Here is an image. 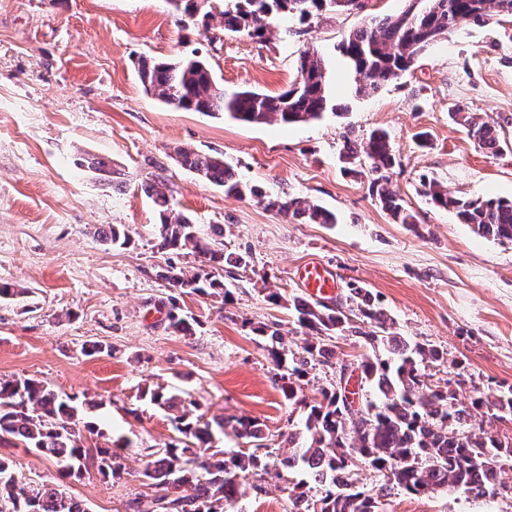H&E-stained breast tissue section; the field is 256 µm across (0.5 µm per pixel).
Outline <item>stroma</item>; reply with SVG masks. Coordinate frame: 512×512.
I'll use <instances>...</instances> for the list:
<instances>
[{
    "mask_svg": "<svg viewBox=\"0 0 512 512\" xmlns=\"http://www.w3.org/2000/svg\"><path fill=\"white\" fill-rule=\"evenodd\" d=\"M300 22L279 18L268 39L180 22L165 0H0V378L47 383L100 430L97 445L123 442L124 471L103 477L89 466L61 477L55 462L0 446V458L35 484H57L89 512H125L151 500L140 472L174 438L166 412L144 387L178 389L207 418L259 420L278 446L301 430L304 411L288 402L251 324L275 326L302 346L287 301L308 297L298 266L317 261L338 282L324 295L345 303L348 285L365 288L400 335L447 352L426 381L461 401L512 387V243L476 235L434 206L423 178L454 196L512 198V21L490 17L430 45L399 79L371 95L353 91L338 46L372 17L396 15L407 0H364ZM321 55L342 116L283 125L249 124L172 109L145 92L139 58L197 55L225 90L268 94L288 87L301 52ZM497 121L509 149L479 147L451 110ZM375 129L391 135L390 181L419 226L394 222L366 176L347 173L345 139ZM221 153L243 182L316 203L337 224H304L251 198L225 196L183 169L175 149ZM109 160L111 180L80 169V155ZM159 182L205 233L223 229L226 249L247 266L216 270L232 299L168 288L158 276L200 261L160 249L156 207L144 190ZM125 226L130 241L106 244L99 230ZM278 292L281 302L268 299ZM193 315L194 335L173 333L169 312ZM101 345L89 353L90 344ZM332 362L311 370L301 397L338 383L340 364L368 349L336 338ZM388 512H512L511 497L474 499L438 491L393 490Z\"/></svg>",
    "mask_w": 512,
    "mask_h": 512,
    "instance_id": "1",
    "label": "stroma"
}]
</instances>
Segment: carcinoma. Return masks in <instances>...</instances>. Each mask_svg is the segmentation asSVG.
I'll return each instance as SVG.
<instances>
[{"label":"carcinoma","mask_w":512,"mask_h":512,"mask_svg":"<svg viewBox=\"0 0 512 512\" xmlns=\"http://www.w3.org/2000/svg\"><path fill=\"white\" fill-rule=\"evenodd\" d=\"M356 0H231L219 12L195 14L193 0H166L171 9L209 26L220 18L224 32L245 31L265 39L274 20L296 15L304 21L326 10L354 5ZM496 15L512 19V0H415L397 15L375 16L370 25L356 29L341 42L339 51L354 74L356 93L369 94L398 79L429 45L468 24H481ZM137 74L144 90L176 110L228 114L235 120L261 124L278 121L295 124L319 120L331 104L329 76L323 57L304 51L297 76L288 88L266 94L249 88L227 93L218 86L205 62L195 56L172 62L142 57ZM468 135L480 147L501 151L497 123L476 116H460ZM349 159L364 158L373 174L370 189L383 208L399 224L419 231L415 216L389 186L388 170L395 165L390 135L375 130L355 144L345 140ZM180 166L197 177L224 188L235 198L250 196L267 209L276 210L306 224H334L336 214L298 198H282L241 182L224 158L188 147L175 150ZM79 165L91 173L112 174V166L93 154L80 157ZM431 202L451 210L462 224L484 238L512 243V199L455 197L435 180L423 178ZM159 218L160 247L201 259V267L187 274L172 264L159 272L168 287L185 292L218 296L224 302L232 291L209 273L214 267L247 265L246 256L227 252L224 244L204 236L190 218L171 202L168 194L147 186ZM348 309L322 301L292 302L299 334L305 336L301 351L288 347L279 330L259 324L253 332L267 336L268 358L279 370L285 399H297L299 382L319 363L335 355L332 339L357 336L371 353L357 364L361 381L376 394V401L356 410L351 392L338 383L321 390V398L303 402L307 415L301 432L288 434V452L266 444L260 422L249 417L236 420V436L247 448L227 451L219 446L224 421L205 419L198 405L176 392L146 388L142 397L168 412L178 434L172 442L152 453L142 477L155 489L150 508L141 509L136 499L126 512H235L251 480L284 476L301 470L308 480L286 485L290 512H386L389 490L398 488L418 496L440 490L475 498L512 494V485L499 481L503 462L512 463V443L487 433L483 427L466 434L448 425L470 426L477 418L496 411L512 415V388L499 395H478L463 403L449 388L432 387L425 370L447 362V353L426 344H410L392 331L390 318L375 305L368 292L351 286ZM197 321L189 315H169L173 332L188 336ZM79 408L46 384L34 380L0 379V445L36 450L56 461L64 477H78L88 463L97 460L99 472L118 477L125 445L96 448L84 445L85 434L97 428L79 427ZM361 465L381 472L385 483L376 490L358 486L354 471ZM323 487L318 498L306 491L308 482ZM8 500L9 512H87L84 504L53 485L40 487L19 478L9 463L0 459V500Z\"/></svg>","instance_id":"1"}]
</instances>
